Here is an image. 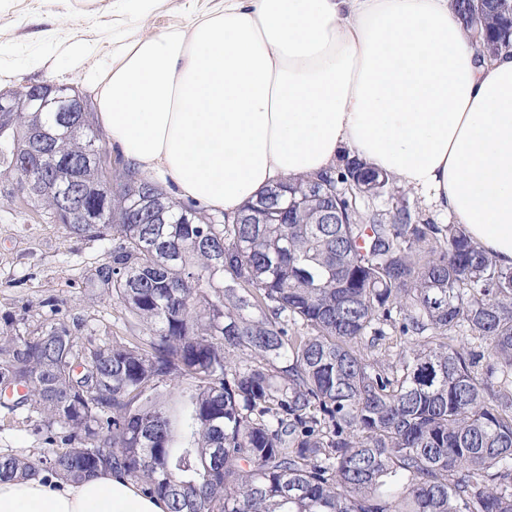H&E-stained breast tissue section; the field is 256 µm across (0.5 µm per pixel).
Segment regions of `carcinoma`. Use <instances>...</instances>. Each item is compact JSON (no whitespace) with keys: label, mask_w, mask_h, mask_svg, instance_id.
Segmentation results:
<instances>
[{"label":"carcinoma","mask_w":512,"mask_h":512,"mask_svg":"<svg viewBox=\"0 0 512 512\" xmlns=\"http://www.w3.org/2000/svg\"><path fill=\"white\" fill-rule=\"evenodd\" d=\"M454 12L467 36L512 50V0ZM26 91L0 113V175L22 181L17 160L44 133L41 176L74 195L65 213L53 191L33 202L75 235L115 241L98 283L154 335L146 349L86 350L60 320L1 335L0 383L25 390L19 405L62 448L0 455V480L118 472L170 512H512V269L463 225L422 218L354 156L285 182L286 211H263V193L204 222L130 168L109 179L95 112L60 127L67 89L36 104ZM384 196L388 213H361ZM103 200L101 223L79 222ZM388 322L413 341L395 366L361 352ZM461 328L489 346L484 379L479 355L446 342ZM172 377L193 381L176 416L158 392Z\"/></svg>","instance_id":"carcinoma-1"}]
</instances>
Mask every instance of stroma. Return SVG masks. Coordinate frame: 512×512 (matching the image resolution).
I'll use <instances>...</instances> for the list:
<instances>
[{
    "instance_id": "1",
    "label": "stroma",
    "mask_w": 512,
    "mask_h": 512,
    "mask_svg": "<svg viewBox=\"0 0 512 512\" xmlns=\"http://www.w3.org/2000/svg\"><path fill=\"white\" fill-rule=\"evenodd\" d=\"M220 0H0V92L53 82L90 94V78L112 64L115 41L152 37ZM89 51L69 53L73 42ZM113 242L80 237L48 222L14 179L0 177V332L24 335L54 316L77 322L82 347L104 341L146 343L152 330L131 318L111 293L89 287L110 260ZM39 414L0 405V454L51 451Z\"/></svg>"
}]
</instances>
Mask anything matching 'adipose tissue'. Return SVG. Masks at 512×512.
<instances>
[{"label":"adipose tissue","mask_w":512,"mask_h":512,"mask_svg":"<svg viewBox=\"0 0 512 512\" xmlns=\"http://www.w3.org/2000/svg\"><path fill=\"white\" fill-rule=\"evenodd\" d=\"M92 88L125 162L234 213L343 151L512 268V54L479 55L450 0H224L121 45ZM0 512H168L135 482H0Z\"/></svg>","instance_id":"obj_1"}]
</instances>
